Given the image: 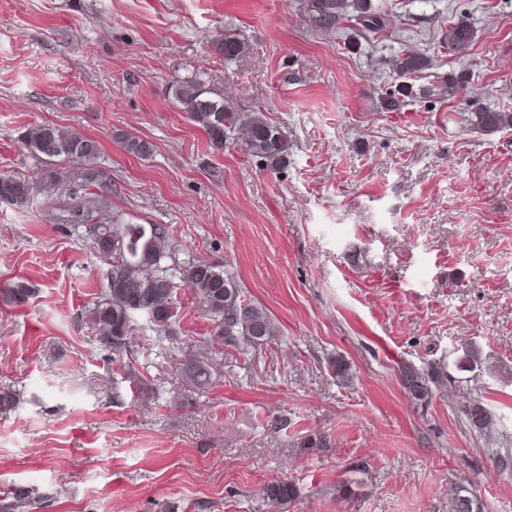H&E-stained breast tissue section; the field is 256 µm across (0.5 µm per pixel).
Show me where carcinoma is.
<instances>
[{"label": "carcinoma", "instance_id": "obj_1", "mask_svg": "<svg viewBox=\"0 0 512 512\" xmlns=\"http://www.w3.org/2000/svg\"><path fill=\"white\" fill-rule=\"evenodd\" d=\"M307 10L315 26L331 31L344 20H356L368 29L378 23L366 0H308ZM474 31L461 20L448 28L444 42L458 55L468 52ZM248 44L238 34L226 32L212 41V52L233 62L246 54ZM425 56L406 51L397 56L394 69L406 76L426 69ZM171 93L180 111L207 136L213 149L224 150L240 143L259 165L276 171L288 163L290 142L283 128L262 111H248L217 92L194 74L176 82ZM468 122L477 130L495 132L512 128V112L479 108L469 113ZM112 138L136 157L151 155L152 145L115 129ZM23 148L45 168L40 180L31 181L19 173L0 174V203L26 209L42 196L58 197L62 205L51 218L59 224L84 228L93 251L107 265V288L89 309L88 317L102 345L120 354L135 344V336L151 332L164 345L175 334L178 290L185 283L192 288L201 311L211 321L212 347L228 346L250 355L280 335L266 310L247 298L237 276L228 266L207 260L176 258L173 229L166 224H130L111 213L114 181L95 162L97 145L77 131L49 123L31 124L17 137ZM177 373L192 389H204L217 377L213 358L203 351H189L179 360ZM401 386L410 401L430 402L433 389L444 379L439 363L417 368L400 367ZM24 400L23 393L0 388V410L9 411ZM470 429L484 433L491 425L489 411L479 402L466 409ZM263 502L285 506L295 496L294 486L283 479L265 484ZM40 501L34 490L15 488L0 500V512H32ZM473 490L458 486L451 498L450 512H478Z\"/></svg>", "mask_w": 512, "mask_h": 512}]
</instances>
